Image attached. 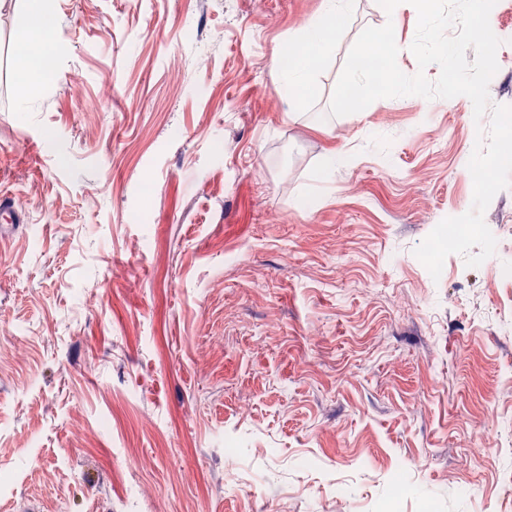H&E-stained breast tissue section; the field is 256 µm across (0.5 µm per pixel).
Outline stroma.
I'll return each mask as SVG.
<instances>
[{"instance_id": "1", "label": "stroma", "mask_w": 512, "mask_h": 512, "mask_svg": "<svg viewBox=\"0 0 512 512\" xmlns=\"http://www.w3.org/2000/svg\"><path fill=\"white\" fill-rule=\"evenodd\" d=\"M27 2L0 0L28 215L0 238V512H512V276L414 254L472 206L473 105L329 113L366 27L419 70L415 12L356 0L290 109L279 56L323 0H57L24 85ZM489 22L512 105V0Z\"/></svg>"}]
</instances>
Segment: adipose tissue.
Wrapping results in <instances>:
<instances>
[{
	"instance_id": "obj_1",
	"label": "adipose tissue",
	"mask_w": 512,
	"mask_h": 512,
	"mask_svg": "<svg viewBox=\"0 0 512 512\" xmlns=\"http://www.w3.org/2000/svg\"><path fill=\"white\" fill-rule=\"evenodd\" d=\"M355 0H323L321 14L299 33L292 62L280 68L279 94L288 106L311 90L321 58L335 40L336 23L349 16Z\"/></svg>"
}]
</instances>
